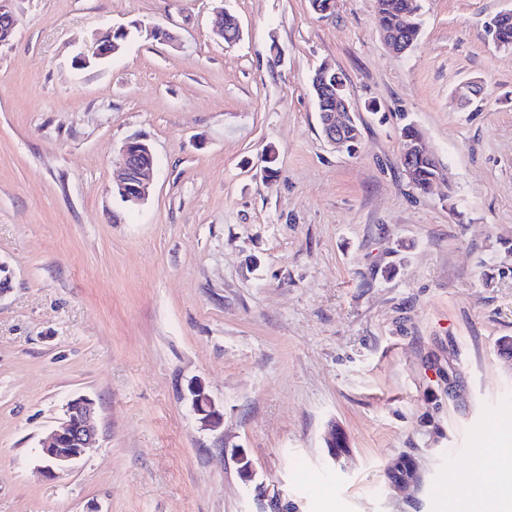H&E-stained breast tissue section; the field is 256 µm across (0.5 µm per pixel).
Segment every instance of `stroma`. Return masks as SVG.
<instances>
[{
	"label": "stroma",
	"mask_w": 512,
	"mask_h": 512,
	"mask_svg": "<svg viewBox=\"0 0 512 512\" xmlns=\"http://www.w3.org/2000/svg\"><path fill=\"white\" fill-rule=\"evenodd\" d=\"M420 5L396 54L374 0L324 16L309 0H16L0 45V512H443V478L494 480L470 463L512 443V50L484 22L512 0ZM220 8L236 42L213 32ZM111 28L131 29L124 50L77 67ZM322 67L347 78L355 155L322 135ZM408 123L445 169L425 193L400 164ZM134 135L155 171L130 208L112 186ZM194 381L218 428L193 413ZM80 395L99 443L46 476L40 442ZM403 454L419 480L398 490ZM191 407L201 425L206 429L217 428L224 419V411L216 406L201 382L191 383L189 388Z\"/></svg>",
	"instance_id": "35a3bbf8"
}]
</instances>
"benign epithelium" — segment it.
Segmentation results:
<instances>
[{"label":"benign epithelium","instance_id":"1","mask_svg":"<svg viewBox=\"0 0 512 512\" xmlns=\"http://www.w3.org/2000/svg\"><path fill=\"white\" fill-rule=\"evenodd\" d=\"M12 2L13 0H0V44L10 38L16 26ZM112 35L113 32L108 31L97 38L93 59L106 60L121 51L122 46L112 39ZM90 59L79 58V65H89ZM316 91L321 100L330 102V105L319 113L323 136L331 146L343 151L347 144L348 131L354 125L352 105L336 82L318 87ZM119 164L122 176L116 189L128 206H137L144 202L150 193L154 167L153 153L141 138L131 137L120 150ZM188 391L192 410L198 416L201 425L206 429L220 426L224 419V411L216 406L204 385L194 382L190 384ZM98 438L95 402L86 396L69 400L64 406L59 428L39 450L42 471L52 475L68 471L85 455L87 449L96 445Z\"/></svg>","mask_w":512,"mask_h":512}]
</instances>
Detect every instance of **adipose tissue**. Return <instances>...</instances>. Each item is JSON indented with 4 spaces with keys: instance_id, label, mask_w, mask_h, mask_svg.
<instances>
[{
    "instance_id": "1",
    "label": "adipose tissue",
    "mask_w": 512,
    "mask_h": 512,
    "mask_svg": "<svg viewBox=\"0 0 512 512\" xmlns=\"http://www.w3.org/2000/svg\"><path fill=\"white\" fill-rule=\"evenodd\" d=\"M500 472L499 481L492 486L475 488L474 492L462 493L459 485H451L448 495L461 498L462 512H512V450L494 448L485 458Z\"/></svg>"
}]
</instances>
